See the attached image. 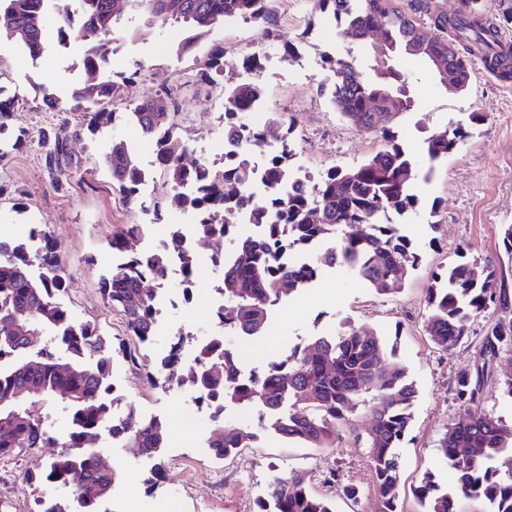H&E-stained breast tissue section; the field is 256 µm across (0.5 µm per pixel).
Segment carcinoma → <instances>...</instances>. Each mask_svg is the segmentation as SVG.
Returning a JSON list of instances; mask_svg holds the SVG:
<instances>
[{
    "label": "carcinoma",
    "instance_id": "cac0c4a2",
    "mask_svg": "<svg viewBox=\"0 0 512 512\" xmlns=\"http://www.w3.org/2000/svg\"><path fill=\"white\" fill-rule=\"evenodd\" d=\"M63 19L61 35L86 44L84 77L60 96L43 90L37 107L48 111L77 112L80 126L64 124L42 133L46 161L55 172V184L66 176L63 158L69 139L92 136L108 128L116 115L120 89L137 77L143 63L115 74L110 68L113 25L128 3L143 7L156 22L182 21L190 34L178 46L192 53L214 28L233 15L264 27L268 38L278 37L279 17L272 0H52ZM321 11L336 24L339 35L351 44L365 42L375 29L382 41L374 54V77L356 79L357 59L327 58L331 102L359 131L380 138L382 145L368 159L351 168L331 167L309 188L278 195L287 178L293 123L286 112L273 113L272 123L285 135L268 164L271 192L263 206H254L242 188L251 178V155L245 154L231 178L215 177L203 164L184 162L188 146L174 135L170 97L159 96L130 105L126 115L142 133L161 139V166L169 185L172 208L191 203L202 213L194 234L215 245L224 260L218 291L224 306V327L245 341L266 337L277 304L291 298L317 278L322 269L344 266L379 295L400 292L421 262V252L398 224L384 218L417 210L411 186L420 160L410 154L397 128L412 102L398 58L410 56L425 63L432 74L435 64L456 71L450 92L464 93L476 76L472 58L512 77V49L499 41L502 28L512 24V0H498L497 17H484L483 0H460L450 15L441 0H319ZM428 20L440 35L425 30ZM0 47H17L41 58L49 44L39 0H0ZM195 77L211 82L225 77L224 110L244 117L257 92L255 83H235L236 63L224 60V47H211L196 60ZM487 116L471 112L467 122L425 141L424 154L434 163L455 153ZM112 185L124 199L137 200L136 176L140 165L122 142L108 155ZM245 212L263 227L259 235H238L228 226ZM137 225L124 224L113 233L111 248L128 252ZM37 246L0 241V456L18 448H35L55 441L60 451L38 473L27 472L44 496L55 481L74 487V498H58L53 512H103L120 472L100 463L97 442L108 419L101 395L107 386L110 361L127 363L136 354L116 350L112 341L89 321L72 317L59 302L69 287L60 250L50 231L36 227ZM325 245L315 261L288 266L280 252L309 243ZM180 249L174 231L165 248L124 256L102 282L109 308L120 312L128 333L139 343L155 336L153 289L145 281L163 280L172 254ZM499 317L483 331L478 348L481 363L461 368L450 388L453 398L468 409L467 418L448 426L441 440L447 465L456 475L455 486L443 489L427 473L415 487L421 512H458L462 498H483L492 512H512V426H505L479 410L484 386L495 378L502 394L512 400V368L494 373L500 351L512 346V289L500 282L497 262L460 256L434 274L426 290L424 331L440 350H454L468 338L471 323L488 310ZM386 343L367 327L342 322L336 332L309 337L285 350L252 381L236 379L239 353L226 346L224 353L205 350L194 372L206 391L221 393V401L252 409L258 428L310 448H334L341 429L357 407L367 404L372 427L368 433L371 469L377 492V512H400L402 447L412 421L416 387L406 369L389 357ZM181 368L160 366L157 379L172 386L187 376ZM25 389L40 401H59L75 422L67 440L53 436L16 398ZM113 431L121 435L135 457L158 458L166 443V426L156 418L143 419L127 410ZM258 432L252 426L227 422L217 416L208 436L212 456L227 458L250 445ZM255 512H335L333 501L315 494L304 478L291 475L267 485L256 501Z\"/></svg>",
    "mask_w": 512,
    "mask_h": 512
}]
</instances>
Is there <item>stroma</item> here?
I'll use <instances>...</instances> for the list:
<instances>
[{"instance_id":"stroma-1","label":"stroma","mask_w":512,"mask_h":512,"mask_svg":"<svg viewBox=\"0 0 512 512\" xmlns=\"http://www.w3.org/2000/svg\"><path fill=\"white\" fill-rule=\"evenodd\" d=\"M276 9L281 19L278 43L268 41L263 27L244 23L230 33L221 27L213 30L202 40V48L220 44L228 57L237 58L253 52L264 55L270 53V46H277L276 68L257 72L252 79L264 85L271 111L293 115L294 139L303 143L311 171L318 174L332 166L361 163L377 149V140L347 123L329 93L317 91L327 77L318 65L319 53L327 49L344 54L345 43L311 38L312 29L325 19L314 0H281ZM45 31L50 49L38 60L0 48V95L15 101L6 139L0 142V180L9 185L8 194L0 196V236L17 235L24 224L48 227L68 274L70 307L83 320L96 323L113 343H123L127 336L122 319L105 305L101 294V280L112 267L109 243L116 227L123 224L142 223L150 233H169L171 211L162 205L167 186L161 167L153 166L144 151L146 138L121 113L107 133L70 140L67 180L63 187H55L39 135L57 127L63 115L34 112L30 106L39 88L63 93L82 77L85 45L74 38L61 39L55 25H46ZM184 33L183 25H157L147 15L129 11L114 31L112 68L124 72L132 62H143L142 74L122 87L123 102L170 94L177 113V136L191 141L197 155L213 161L220 153L214 134L223 123L217 110L220 97L210 84L196 81L192 55L179 54L176 39ZM300 43L308 55L301 64L288 53L290 46ZM401 65L413 107L398 132L414 156H421L426 137L451 128L468 113L487 116L458 152L414 186L421 206L400 222L421 251L419 267L402 292L390 297L376 295L346 268L325 270L311 288L287 300L284 309L275 310L264 340L246 343L242 350L245 363L262 367L308 336L336 331L341 321L375 329L393 346L396 361L417 389L411 428L401 448L405 481L401 510L419 512L413 490L425 472H432L444 487L454 480L441 460L439 444L449 425L464 419L467 412L453 400L450 387L459 369L478 362V340L486 322L478 317L468 340L458 348L437 350L422 329L431 277L464 252L494 258L505 281L512 284V257L501 244L503 225L512 224V81L480 72L468 92L458 96L446 90L423 63L405 57ZM22 129L30 137L22 146H14ZM115 141L125 143L139 162L153 167L151 195L143 205L125 203L112 187L105 158ZM168 343L167 332L161 331L150 345L137 347L138 362L128 370L125 390L136 408L166 424V472L155 494L176 492L175 512H252L267 483L291 473L304 475L313 490L330 497L336 512H375L365 442L371 417L366 406L358 407L334 448H306L263 433L235 459H201L192 454L194 442L181 429L184 420L196 418V410L186 396L155 385L151 377ZM57 451L53 444L0 457V512H33L35 488L18 473L39 471ZM348 488L356 489V499L345 497Z\"/></svg>"}]
</instances>
